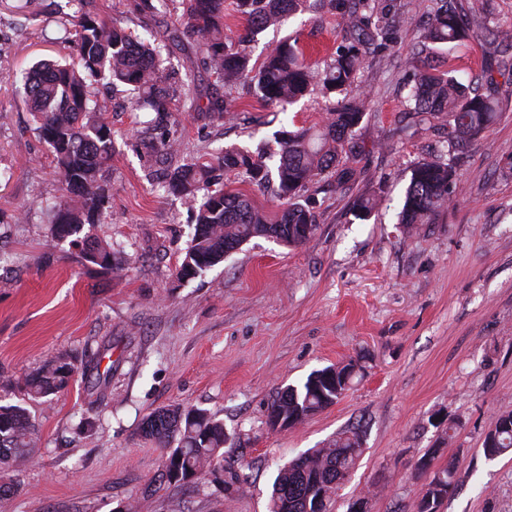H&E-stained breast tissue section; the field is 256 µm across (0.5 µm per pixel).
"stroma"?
I'll list each match as a JSON object with an SVG mask.
<instances>
[{
	"instance_id": "1",
	"label": "stroma",
	"mask_w": 512,
	"mask_h": 512,
	"mask_svg": "<svg viewBox=\"0 0 512 512\" xmlns=\"http://www.w3.org/2000/svg\"><path fill=\"white\" fill-rule=\"evenodd\" d=\"M66 0H0V398L22 400L25 377L60 353L101 349L110 373L104 394L75 379L50 401H31L39 444L16 471L11 512H268L278 469L347 428L364 447L327 512H348L367 496L369 512H418L430 475L416 462L437 449L458 459V489L441 512H512V454L487 458L483 441L512 410V100L494 129L449 151L448 130L405 115L399 66L419 40L433 0H398L405 20L383 52L367 55L356 85L372 108L356 129L363 154L345 187L311 183L319 228L290 247L257 237L201 276L175 269L191 242L187 203L156 185L139 158L144 113L126 86L96 85L112 123L114 151L103 176L107 203L92 233L129 267L122 276L85 268L69 241H51L48 205L62 185L35 130L22 77L37 61H64L59 7ZM474 30L483 22L512 32V0H459ZM298 38L322 61L344 43L336 10L296 15L246 43L260 62L277 42ZM490 48L482 38L431 50L438 70L476 79ZM178 42L159 61L178 89L223 97L221 85L190 70ZM234 115L194 111L181 97L173 134L185 156L219 147L256 150L282 130L322 124L321 90L287 109L241 87ZM438 155L457 174L451 204L412 233L398 223L410 168ZM378 205L359 218L354 198ZM349 359L357 373L336 403L285 431L266 419L278 392L312 371ZM179 403L215 413L233 440L225 467L243 489L205 477L190 488L149 491L162 451L140 435L143 419Z\"/></svg>"
}]
</instances>
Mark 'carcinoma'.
<instances>
[{
  "label": "carcinoma",
  "mask_w": 512,
  "mask_h": 512,
  "mask_svg": "<svg viewBox=\"0 0 512 512\" xmlns=\"http://www.w3.org/2000/svg\"><path fill=\"white\" fill-rule=\"evenodd\" d=\"M345 17L348 46L322 63L307 62L296 38L278 43L260 65L224 34V0H180L181 27L174 38L191 40L195 48L190 64H202L215 81L227 88L250 87L260 100L285 108L311 94L319 86L324 95H337L330 102L326 120L319 126L277 134L279 158L273 167L261 151L230 148L203 154L192 161L165 169L159 188L182 198L195 209L191 245L176 269L180 281L190 280L224 261L253 237L275 238L301 246L318 228L315 215L301 192L317 177L332 173L339 184L350 181L353 170L342 156L360 154L362 146L354 132L371 101L364 94H344L353 86L369 51L387 47L397 30L391 0H235V10L248 24L246 35L254 37L270 27L281 26L298 14L324 2ZM76 7L71 19L61 23L64 41L74 48L64 63L36 62L23 76L24 103L39 137L49 145L64 193L50 210V240L71 239L80 248L82 264L116 275L125 262L112 246L84 228L99 223L105 208V189L99 174L112 159V128L103 118L91 88L100 79L133 87L140 94L137 105L156 112L160 121L174 116L169 94V76L156 60L150 39L134 33L117 21L103 17L96 0H67ZM457 0H440L420 27L419 44H460L469 37L470 26L458 12ZM411 76L409 101L412 110L425 118H446L450 143L465 148L480 139L498 120L503 101L512 98V83H494L493 70L512 73V63L486 58L485 78L490 88L480 93L460 82L451 72L436 68L412 50L405 57ZM226 99L210 98L204 110L220 118L230 114ZM147 160L158 162L180 152L177 139L156 138L145 145ZM234 172L243 181L265 187L275 184L282 208L267 212L240 192L224 189V174ZM456 172L449 163L423 159L411 168L409 184L399 215V224L410 232L427 224L432 215L450 204ZM97 354H59L31 372L24 383V396L31 401L55 396L67 389L74 377L88 378L97 368ZM350 360L336 366V384H327L323 370L311 372L298 385L278 393L269 412L288 419L290 425L334 404L353 376ZM141 436L163 451L162 468L149 486L189 487L197 480L228 476L226 484L241 485L237 472L224 471V443L229 435L224 422L204 410L172 404L151 412L142 422ZM38 430L24 405L0 403V507L5 509L17 494L10 478L16 466L36 447ZM364 444L358 429L336 436L328 446L313 448L283 466L276 475L270 512H307L311 493L336 489L354 469ZM485 455L494 459L512 453V411H503L486 433ZM445 485L428 483L435 507L456 490V463L438 468Z\"/></svg>",
  "instance_id": "1"
}]
</instances>
